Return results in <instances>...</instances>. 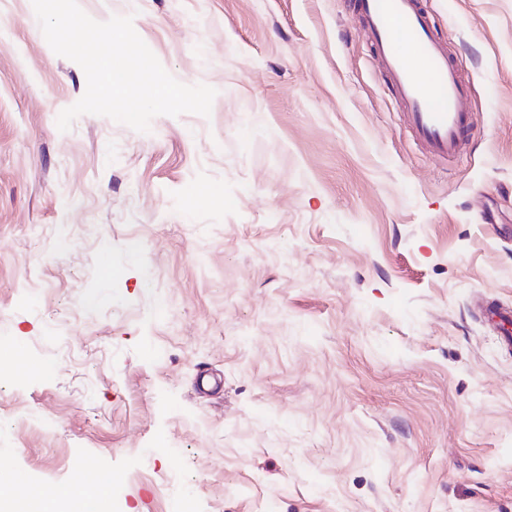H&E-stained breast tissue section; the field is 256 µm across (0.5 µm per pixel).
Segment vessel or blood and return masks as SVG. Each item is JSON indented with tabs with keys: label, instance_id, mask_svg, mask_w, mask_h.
Here are the masks:
<instances>
[{
	"label": "vessel or blood",
	"instance_id": "1",
	"mask_svg": "<svg viewBox=\"0 0 512 512\" xmlns=\"http://www.w3.org/2000/svg\"><path fill=\"white\" fill-rule=\"evenodd\" d=\"M355 9L390 78L406 128L437 159L457 157L465 145L470 98L421 0H355Z\"/></svg>",
	"mask_w": 512,
	"mask_h": 512
}]
</instances>
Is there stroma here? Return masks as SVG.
<instances>
[{
    "label": "stroma",
    "instance_id": "stroma-1",
    "mask_svg": "<svg viewBox=\"0 0 512 512\" xmlns=\"http://www.w3.org/2000/svg\"><path fill=\"white\" fill-rule=\"evenodd\" d=\"M210 117L140 133L0 0V483L112 512H512V0H423L471 91L406 133L351 0H77ZM112 268L105 277L104 268ZM76 499L80 502L81 508L80 511L87 512L90 509V506H94V511L105 512L108 511V505L105 499L96 492L92 487L89 486H78L71 489L66 499L60 502H25V507L19 508V511L25 512H59L61 509H67L68 503L70 499Z\"/></svg>",
    "mask_w": 512,
    "mask_h": 512
}]
</instances>
